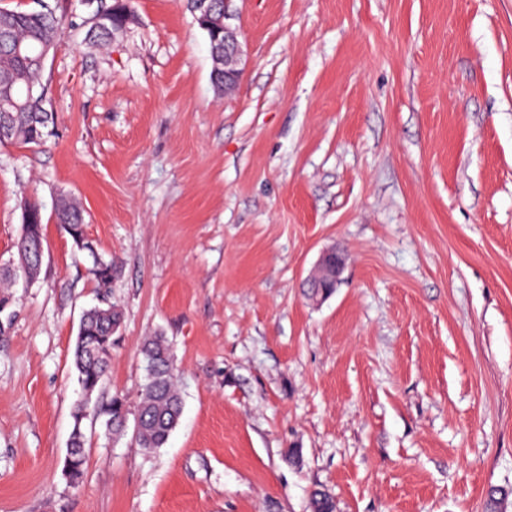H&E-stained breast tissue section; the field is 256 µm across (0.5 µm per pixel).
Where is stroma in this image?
Here are the masks:
<instances>
[{
	"mask_svg": "<svg viewBox=\"0 0 512 512\" xmlns=\"http://www.w3.org/2000/svg\"><path fill=\"white\" fill-rule=\"evenodd\" d=\"M44 1L54 133L0 144V265L23 204L44 214L37 279L0 290V512H311L317 489L336 512H483L511 490L512 0H233L227 94L182 0H132L105 47L84 0L0 8ZM63 195L120 266L108 289ZM101 301L123 324L93 402L135 410L160 333L183 413L150 453L84 420L75 487L72 352ZM54 216L58 224H63L62 227L72 240L87 238L84 231V210L74 200L67 197L57 199ZM343 269L344 259L338 252L335 250L322 252L308 278L309 288H330L332 294L340 281Z\"/></svg>",
	"mask_w": 512,
	"mask_h": 512,
	"instance_id": "35a3bbf8",
	"label": "stroma"
}]
</instances>
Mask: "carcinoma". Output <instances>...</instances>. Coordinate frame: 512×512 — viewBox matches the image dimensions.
Returning <instances> with one entry per match:
<instances>
[{
    "label": "carcinoma",
    "instance_id": "1",
    "mask_svg": "<svg viewBox=\"0 0 512 512\" xmlns=\"http://www.w3.org/2000/svg\"><path fill=\"white\" fill-rule=\"evenodd\" d=\"M208 21L200 22L201 11L196 0H186V7L194 15L199 27L207 34L213 70L214 87L224 90V32L217 21L224 18V0H208ZM131 16L129 0H112L107 5L97 0L92 26L87 37L93 42H107L119 33ZM64 18L51 8L41 11L0 10V118L8 116V139L23 144H42L51 136L53 114L43 108L42 99L31 98L26 89L30 84H41L44 66L39 56L54 48L57 34ZM27 222L22 224L16 243L17 266L0 270L1 281L17 278L26 265L32 275L39 273L41 263L33 257L36 249L34 236L43 233L42 207L26 204ZM54 216L72 239L85 237L84 210L67 197L57 199ZM86 251L93 257L91 273L98 287L109 288L116 271V262L99 255L92 242L85 243ZM122 325V313L114 305H96L87 309L81 318L78 336L73 349V366L83 399L74 408V427L67 450L72 465L67 474L69 482L77 484L84 475L85 434L83 420L102 421L105 431L118 435L123 432L122 419L128 415L125 399L113 396L108 402L90 406L93 393L105 382L112 360L113 333ZM145 363V383L139 395L136 417L140 428L136 435L138 447L152 451L163 447L177 427L182 400L175 384L173 355L163 336H150L141 348ZM312 512H335V505L323 490H316L311 498Z\"/></svg>",
    "mask_w": 512,
    "mask_h": 512
}]
</instances>
